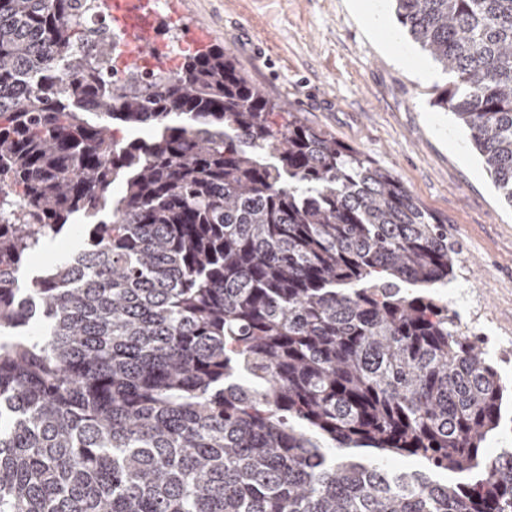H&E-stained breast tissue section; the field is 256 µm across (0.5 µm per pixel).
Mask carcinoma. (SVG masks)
<instances>
[{
    "label": "carcinoma",
    "instance_id": "1",
    "mask_svg": "<svg viewBox=\"0 0 512 512\" xmlns=\"http://www.w3.org/2000/svg\"><path fill=\"white\" fill-rule=\"evenodd\" d=\"M393 2L512 205V0ZM104 7L0 0V512H512L506 385L411 291L445 221L221 47L117 68ZM85 235L72 228L64 229L58 235L45 238L37 261L26 259L18 274L19 288H29L32 277L54 268L62 259L85 248Z\"/></svg>",
    "mask_w": 512,
    "mask_h": 512
}]
</instances>
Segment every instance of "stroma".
<instances>
[{
	"label": "stroma",
	"mask_w": 512,
	"mask_h": 512,
	"mask_svg": "<svg viewBox=\"0 0 512 512\" xmlns=\"http://www.w3.org/2000/svg\"><path fill=\"white\" fill-rule=\"evenodd\" d=\"M384 27H367L351 0H165L152 40L187 39L231 52L267 97L391 170L430 212L448 222L454 273L433 295L456 313L464 334L507 387L487 454L512 448V206L500 196L468 130L433 107L452 79L407 35L391 0ZM73 229L45 238L18 285L84 249Z\"/></svg>",
	"instance_id": "obj_1"
}]
</instances>
